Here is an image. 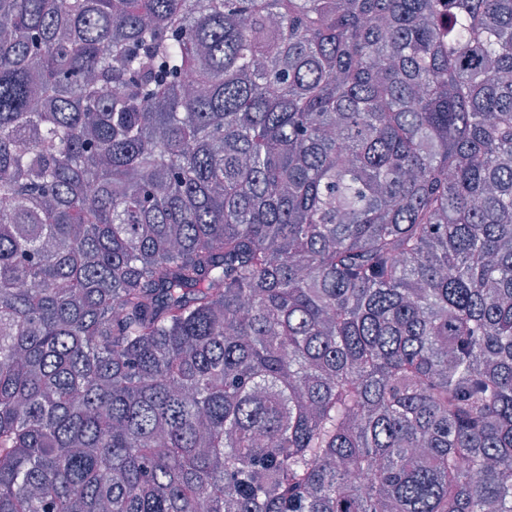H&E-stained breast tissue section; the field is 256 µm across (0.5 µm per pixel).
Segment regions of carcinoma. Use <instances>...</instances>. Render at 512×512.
<instances>
[{
    "mask_svg": "<svg viewBox=\"0 0 512 512\" xmlns=\"http://www.w3.org/2000/svg\"><path fill=\"white\" fill-rule=\"evenodd\" d=\"M202 502L512 512V0H0V512Z\"/></svg>",
    "mask_w": 512,
    "mask_h": 512,
    "instance_id": "obj_1",
    "label": "carcinoma"
}]
</instances>
